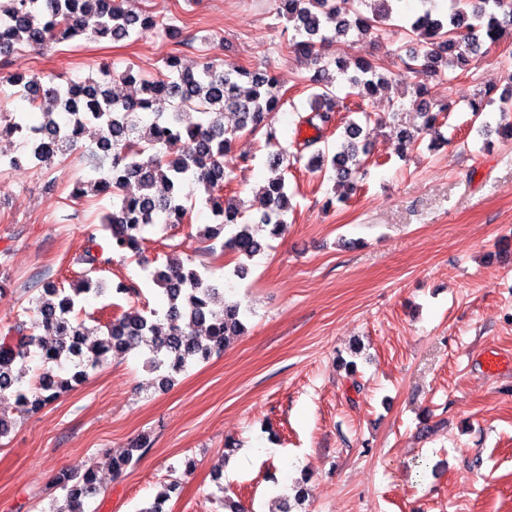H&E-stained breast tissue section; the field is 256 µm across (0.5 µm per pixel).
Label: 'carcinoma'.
Wrapping results in <instances>:
<instances>
[{"mask_svg": "<svg viewBox=\"0 0 512 512\" xmlns=\"http://www.w3.org/2000/svg\"><path fill=\"white\" fill-rule=\"evenodd\" d=\"M396 0H277L278 14L292 24L294 35L288 42L292 53L300 56L313 73L301 78L312 90L308 97L310 114L305 123L317 128L329 127L340 102L343 84L360 99L349 120L343 141L331 150L319 146L320 139L298 143L297 152L279 146L274 119L285 103L279 83L266 69L225 65L215 60L201 63L196 70L180 66V57H169L164 68L148 79H138L131 69L117 75L102 71V78L76 82L60 74L33 76L23 80L0 72V164L22 166V160L36 166L52 165L78 150L85 137L95 134V156L99 163L109 162L108 174L78 184L80 197L112 193V212L104 219L102 230L109 232L114 253H132L139 260L140 233L149 224L164 219L166 224L191 222V193L187 188L203 186L213 215L223 226L224 251L236 257H254L263 249L260 233L275 238L281 235L289 209L285 179L277 176L262 188L254 212L224 195L234 182L235 170L248 157L232 156L234 142L242 133L264 132L266 143L278 147L268 157V165L279 167L292 158L300 162L303 151L311 150L306 167L335 171L338 182L347 187L344 202L355 190L356 179L367 154V144H359L362 124L381 123L364 107V101L380 91L403 86L401 97L411 96L412 104L424 105L421 132L442 139L440 116L448 105L426 104L428 88L403 84L393 71L372 60H361L350 69L343 60H325V45L345 38L353 30L360 35L381 37L383 22L391 17ZM447 15L434 16L426 11L403 28L409 38L423 40L406 55L393 52L405 69L412 72L439 73L444 62L448 80L456 71L469 72L479 58L484 41L495 43L512 34V0H449ZM163 32L173 38L182 36V28L164 23L143 12L130 0H0V49L21 51L45 48L54 41L79 37L123 41L133 36ZM138 85L133 92L119 95L112 82ZM20 96L30 112L41 116L38 123L26 117L10 116L6 104ZM166 103L169 111L156 105ZM235 123H224L225 113ZM21 138L25 157L3 148V142ZM136 191H129V185ZM153 280L163 290L167 307L163 314L132 307L104 325L105 331L94 340L84 320L75 310L84 294L103 292L102 283L86 270L71 291L48 281L33 299L41 316L39 334L20 320L0 336V398L12 397L21 412L35 413L72 388L71 381L82 382L109 357L139 351L144 367L156 374L166 387L173 375L185 371L198 360H208L221 352L229 340L245 330L243 311L238 302L224 297V287L214 278L210 265L187 268L173 256L166 269ZM164 318L167 330L159 331L156 320ZM40 351L46 368L38 381L23 384L17 365L31 350ZM148 448L139 440L126 455L112 462L115 473L137 463ZM63 494V504L50 512H85V499L99 491L93 467L78 462L63 469L53 479ZM179 486L174 478L140 512H166L169 493Z\"/></svg>", "mask_w": 512, "mask_h": 512, "instance_id": "obj_1", "label": "carcinoma"}]
</instances>
